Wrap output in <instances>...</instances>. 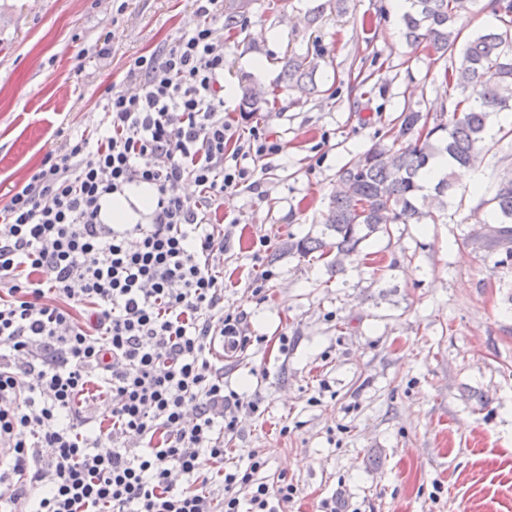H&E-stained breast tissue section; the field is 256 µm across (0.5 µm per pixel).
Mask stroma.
<instances>
[{
  "mask_svg": "<svg viewBox=\"0 0 512 512\" xmlns=\"http://www.w3.org/2000/svg\"><path fill=\"white\" fill-rule=\"evenodd\" d=\"M237 2L242 27L214 24L231 120L243 86L275 89L285 58H308L318 91L259 103L283 150L256 162L257 189L224 201V306L253 338L224 380L260 401L239 414L232 464L261 451L264 477L297 488L288 512L331 497L350 512H512V260L486 248L479 197L372 235L337 271L288 250L321 235L339 169L404 107L448 109L442 61L400 37L391 0ZM197 20L194 0H0V205L101 119L134 58ZM258 263L273 272L261 297Z\"/></svg>",
  "mask_w": 512,
  "mask_h": 512,
  "instance_id": "obj_1",
  "label": "stroma"
}]
</instances>
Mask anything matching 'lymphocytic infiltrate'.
<instances>
[{
    "label": "lymphocytic infiltrate",
    "instance_id": "obj_1",
    "mask_svg": "<svg viewBox=\"0 0 512 512\" xmlns=\"http://www.w3.org/2000/svg\"><path fill=\"white\" fill-rule=\"evenodd\" d=\"M196 2L191 30L131 63L137 92L111 88L101 121L0 206V512H288L297 493L261 478L259 451L224 463L239 410L259 409L210 349L250 342L224 307V200L253 185L244 159L282 145L225 121L224 0ZM142 184L147 222L103 219Z\"/></svg>",
    "mask_w": 512,
    "mask_h": 512
}]
</instances>
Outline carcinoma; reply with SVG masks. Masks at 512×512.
<instances>
[{
    "label": "carcinoma",
    "mask_w": 512,
    "mask_h": 512,
    "mask_svg": "<svg viewBox=\"0 0 512 512\" xmlns=\"http://www.w3.org/2000/svg\"><path fill=\"white\" fill-rule=\"evenodd\" d=\"M472 0H411L403 15L405 38L425 44L450 59L444 79L450 109L420 112L409 107L398 117L392 142L372 144L358 159L343 166L338 189L322 215V236H306L289 244L300 257L336 252V265L357 254L362 242L376 233L391 236L392 224L436 223L456 195L454 169L482 162L490 144L503 132L497 114L512 112V0H492L496 23L464 34L460 20ZM283 90L318 91L314 67L291 57L282 70ZM440 160L448 172L432 186L427 201L424 175ZM477 210L481 224L497 225L499 242L512 257V177L487 188Z\"/></svg>",
    "instance_id": "carcinoma-1"
}]
</instances>
